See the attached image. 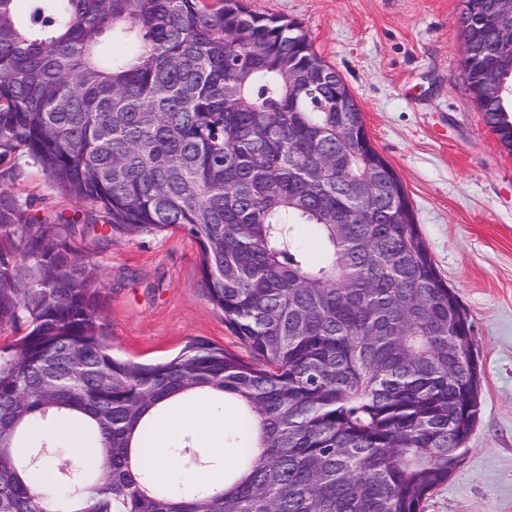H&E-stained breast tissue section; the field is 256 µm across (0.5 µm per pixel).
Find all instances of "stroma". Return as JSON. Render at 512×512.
Wrapping results in <instances>:
<instances>
[{
    "label": "stroma",
    "mask_w": 512,
    "mask_h": 512,
    "mask_svg": "<svg viewBox=\"0 0 512 512\" xmlns=\"http://www.w3.org/2000/svg\"><path fill=\"white\" fill-rule=\"evenodd\" d=\"M246 3L302 23L342 75L471 322L482 372L479 421L424 512H512V151L485 124L461 75L463 0ZM0 187L36 222L74 217L85 225L73 243L102 269L116 357L155 363L194 338L244 353L207 296L198 245L183 232L111 233L101 211L77 203L24 157Z\"/></svg>",
    "instance_id": "obj_1"
}]
</instances>
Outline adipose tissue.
I'll return each instance as SVG.
<instances>
[{
  "label": "adipose tissue",
  "mask_w": 512,
  "mask_h": 512,
  "mask_svg": "<svg viewBox=\"0 0 512 512\" xmlns=\"http://www.w3.org/2000/svg\"><path fill=\"white\" fill-rule=\"evenodd\" d=\"M226 427L224 404L219 397L191 403L181 397L169 400L164 416L155 424L153 443L147 451L150 470L145 474V488L150 490L161 483H179L195 493L207 494L223 490V472H183L171 459L169 450L175 440L191 432L208 445L215 457L227 460L228 455L224 449Z\"/></svg>",
  "instance_id": "ef3b65f1"
}]
</instances>
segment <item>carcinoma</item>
Listing matches in <instances>:
<instances>
[{
	"label": "carcinoma",
	"instance_id": "1",
	"mask_svg": "<svg viewBox=\"0 0 512 512\" xmlns=\"http://www.w3.org/2000/svg\"><path fill=\"white\" fill-rule=\"evenodd\" d=\"M461 66L484 121L512 150V47ZM308 87L288 86V60ZM26 157L110 232L180 230L200 249L209 299L249 358L193 339L170 360L109 352L99 265L75 224H33L0 188V502L46 512L35 477L61 455L32 428L76 418L106 449L61 460L69 512H422L477 423L471 324L440 277L394 168L340 74L301 24L242 0H0V172ZM388 182L360 197L356 180ZM304 227L322 243L310 260ZM214 391L239 409L224 434V491L149 492L132 467L146 416ZM184 469L212 465L192 438Z\"/></svg>",
	"mask_w": 512,
	"mask_h": 512
}]
</instances>
